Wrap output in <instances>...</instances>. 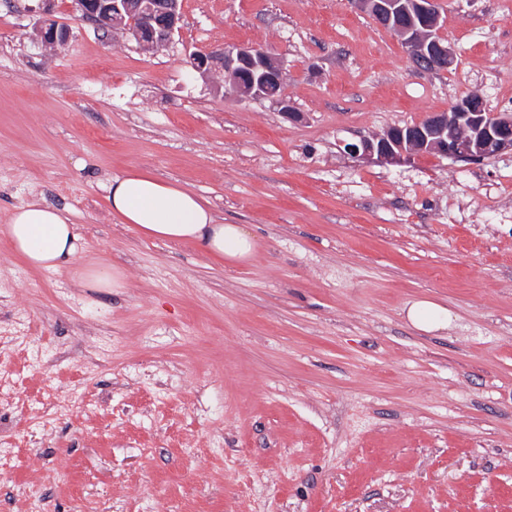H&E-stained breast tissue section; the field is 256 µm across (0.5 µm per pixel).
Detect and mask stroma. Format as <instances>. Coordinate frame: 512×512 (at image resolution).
<instances>
[{
  "label": "stroma",
  "instance_id": "1",
  "mask_svg": "<svg viewBox=\"0 0 512 512\" xmlns=\"http://www.w3.org/2000/svg\"><path fill=\"white\" fill-rule=\"evenodd\" d=\"M448 70L349 0H182L172 41L0 0V225L68 207L81 288L0 240V512H512V154L357 161L344 143L480 93L512 113V0H439ZM277 57L300 121L187 64ZM139 168L207 199L250 263L140 237L105 202ZM431 301L447 329L408 307ZM45 5L43 7V17L35 29L33 39L37 44L43 47H55L65 45L71 38V29L64 24H60L53 17L55 0H41ZM76 281L85 288L125 287L124 274L114 265L85 266L78 272ZM407 318L416 329L424 332L448 326L447 310L430 301H420L412 305Z\"/></svg>",
  "mask_w": 512,
  "mask_h": 512
}]
</instances>
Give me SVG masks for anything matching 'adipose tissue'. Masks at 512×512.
Wrapping results in <instances>:
<instances>
[{
	"mask_svg": "<svg viewBox=\"0 0 512 512\" xmlns=\"http://www.w3.org/2000/svg\"><path fill=\"white\" fill-rule=\"evenodd\" d=\"M113 217L133 225L143 238L195 243L209 256L230 264L249 262L260 243L243 225L218 223L210 205L180 185L132 168L113 176L106 186ZM13 252L34 268L72 270L85 288L124 287L114 265L79 267L81 236L71 212L38 200L15 206L0 226Z\"/></svg>",
	"mask_w": 512,
	"mask_h": 512,
	"instance_id": "1",
	"label": "adipose tissue"
}]
</instances>
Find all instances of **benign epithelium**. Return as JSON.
Masks as SVG:
<instances>
[{"mask_svg": "<svg viewBox=\"0 0 512 512\" xmlns=\"http://www.w3.org/2000/svg\"><path fill=\"white\" fill-rule=\"evenodd\" d=\"M43 17L33 39L43 47L65 45L71 29L53 17L55 0H42ZM78 19L104 33L123 30L145 50L168 45L182 21V0H72ZM357 10L397 36L420 71L456 62V53L441 35L436 0H350ZM404 15V26L393 24ZM189 66L202 77L214 71L245 98L270 99L285 118L297 121L284 92L283 69L271 53L254 46L204 47L189 55ZM512 151V113L490 112L482 96L470 95L446 112H434L414 125L389 127L380 134L361 136L345 144V152L359 160L394 163L426 152L456 161L475 162Z\"/></svg>", "mask_w": 512, "mask_h": 512, "instance_id": "1", "label": "benign epithelium"}]
</instances>
